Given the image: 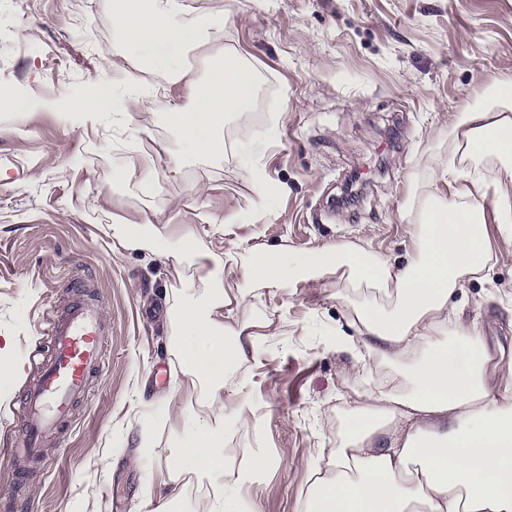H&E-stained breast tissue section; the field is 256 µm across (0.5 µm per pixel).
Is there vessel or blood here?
I'll return each instance as SVG.
<instances>
[{
  "label": "vessel or blood",
  "mask_w": 512,
  "mask_h": 512,
  "mask_svg": "<svg viewBox=\"0 0 512 512\" xmlns=\"http://www.w3.org/2000/svg\"><path fill=\"white\" fill-rule=\"evenodd\" d=\"M59 285L71 301L64 312L49 308L43 314L49 350L17 409L23 431L12 441L13 462L35 458L56 443L74 406L91 398L92 379L105 363L106 320L86 282L65 278Z\"/></svg>",
  "instance_id": "1"
}]
</instances>
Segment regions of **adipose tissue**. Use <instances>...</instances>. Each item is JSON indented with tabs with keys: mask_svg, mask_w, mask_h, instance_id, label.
Segmentation results:
<instances>
[{
	"mask_svg": "<svg viewBox=\"0 0 512 512\" xmlns=\"http://www.w3.org/2000/svg\"><path fill=\"white\" fill-rule=\"evenodd\" d=\"M113 20L138 43L151 67L200 45L205 24L185 0H115ZM190 103L173 115L182 141L201 155L223 148L224 118L242 111L251 85L236 49L225 48L208 86L185 83ZM454 149L439 158L433 202L409 227L406 263L358 243L299 251L288 243L217 253L193 230L175 237L153 224H116L113 252L139 251L176 276L193 266L200 287L167 299V320L182 379L169 401L181 408L178 448L147 512H178L171 483L194 474L211 490L209 512H259L244 490L266 469L260 455L242 461L225 438L228 423L251 411L243 365L268 317L252 307L266 288H292L335 275L352 304L345 350L361 354L384 381L353 390L343 438L316 470L303 512H512V354L490 351L475 325L463 323L454 297L480 279L492 259L484 200L498 187L491 170L467 166L480 155L512 163V99L461 113ZM118 180L150 192L167 149L142 156L127 143Z\"/></svg>",
	"mask_w": 512,
	"mask_h": 512,
	"instance_id": "ef3b65f1",
	"label": "adipose tissue"
}]
</instances>
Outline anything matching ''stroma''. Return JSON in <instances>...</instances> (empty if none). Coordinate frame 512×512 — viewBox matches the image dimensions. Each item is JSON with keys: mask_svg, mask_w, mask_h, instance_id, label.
Returning a JSON list of instances; mask_svg holds the SVG:
<instances>
[{"mask_svg": "<svg viewBox=\"0 0 512 512\" xmlns=\"http://www.w3.org/2000/svg\"><path fill=\"white\" fill-rule=\"evenodd\" d=\"M211 37L183 56L204 80L212 59L235 47L265 94L227 117L224 150L196 154L168 115L189 103L166 82L129 126L111 110L86 121L70 101L111 86L119 102L138 77V47L115 27L113 0H0V86L28 95L29 111L0 109V344L14 368L0 379V449L22 424L14 414L36 376L30 354L46 353L45 308L64 309L61 273L90 281L110 321L106 365L93 396L80 403L44 464L21 480L0 458V502L29 512H144L167 471L182 425L161 417L180 379L168 329L157 315L184 283L138 252L112 251L116 224L218 222L208 243L220 251L288 241L296 250L362 242L401 259L410 249V200L427 191L424 161L445 155L459 114L481 104L490 82L512 84V0H189ZM248 126L262 157L268 202L256 197L236 141ZM135 136L142 154L167 144L175 169L152 194L114 181L113 148ZM485 200L493 259L484 279L468 280L460 317L489 347L512 345V237ZM255 213L226 224L230 210ZM335 276L317 284L267 289L254 311L272 325L244 369L257 414L232 434L241 454L270 465L248 490L260 512H302L313 470L335 447L344 398L361 387L360 365L337 349L349 308ZM151 422L154 449L140 455L138 432Z\"/></svg>", "mask_w": 512, "mask_h": 512, "instance_id": "stroma-1", "label": "stroma"}]
</instances>
